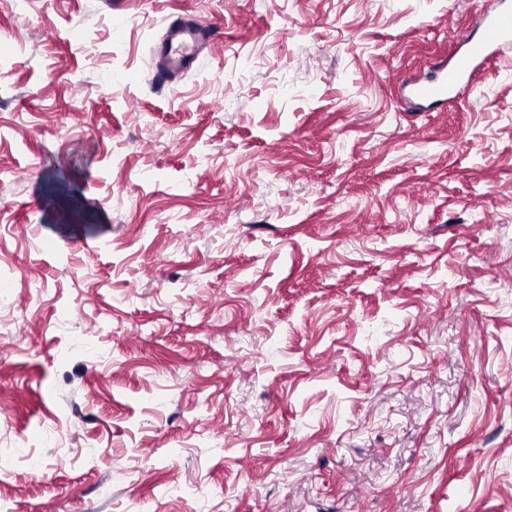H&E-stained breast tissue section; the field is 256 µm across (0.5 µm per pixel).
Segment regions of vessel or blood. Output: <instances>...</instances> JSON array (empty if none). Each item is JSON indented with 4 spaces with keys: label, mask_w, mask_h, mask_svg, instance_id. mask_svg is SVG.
Instances as JSON below:
<instances>
[{
    "label": "vessel or blood",
    "mask_w": 512,
    "mask_h": 512,
    "mask_svg": "<svg viewBox=\"0 0 512 512\" xmlns=\"http://www.w3.org/2000/svg\"><path fill=\"white\" fill-rule=\"evenodd\" d=\"M219 34V27L201 22L192 15L170 20L164 38L155 48L159 58V74L163 78L173 79L200 69V44L214 40ZM464 43L466 52L453 63L441 61L435 64L437 77L420 88L421 97L434 104L444 102L449 92L471 75L478 60L511 45L512 12L504 10L486 14L480 37L466 36Z\"/></svg>",
    "instance_id": "1"
}]
</instances>
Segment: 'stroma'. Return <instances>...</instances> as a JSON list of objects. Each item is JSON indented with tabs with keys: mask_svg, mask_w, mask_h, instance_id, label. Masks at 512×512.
I'll list each match as a JSON object with an SVG mask.
<instances>
[{
	"mask_svg": "<svg viewBox=\"0 0 512 512\" xmlns=\"http://www.w3.org/2000/svg\"><path fill=\"white\" fill-rule=\"evenodd\" d=\"M485 8L0 0V512H512V70L409 100ZM165 37L155 47L159 58L158 72L173 79L201 67L200 43L214 40L220 27L201 22L193 15L178 16L168 22Z\"/></svg>",
	"mask_w": 512,
	"mask_h": 512,
	"instance_id": "stroma-1",
	"label": "stroma"
}]
</instances>
